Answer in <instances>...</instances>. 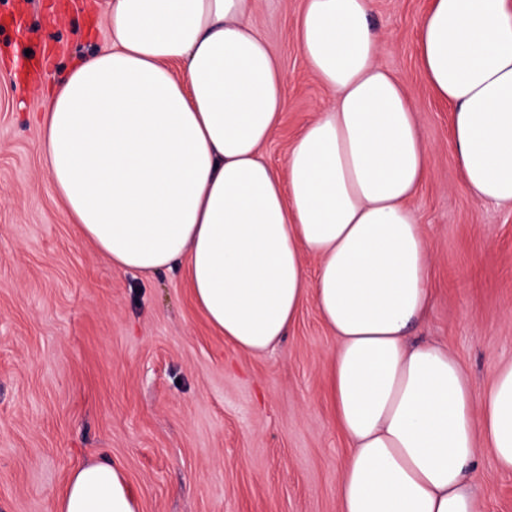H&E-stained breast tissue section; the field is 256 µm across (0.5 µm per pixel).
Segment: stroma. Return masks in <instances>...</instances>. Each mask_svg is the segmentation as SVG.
<instances>
[{"instance_id": "stroma-1", "label": "stroma", "mask_w": 512, "mask_h": 512, "mask_svg": "<svg viewBox=\"0 0 512 512\" xmlns=\"http://www.w3.org/2000/svg\"><path fill=\"white\" fill-rule=\"evenodd\" d=\"M90 0H0V512H52L75 468L126 473L142 512H339L350 445L326 372L336 338L314 301L273 352L249 356L194 305L185 271L113 268L56 207L37 145L41 88L103 46ZM430 0H371L377 61L415 107L430 177L410 205L428 239L432 305L415 333L446 345L482 395L512 361V209L474 198L451 144L452 108L426 85L418 23ZM305 0H253L288 109L265 148L284 167L332 98L296 39ZM481 512H512V473L479 449Z\"/></svg>"}]
</instances>
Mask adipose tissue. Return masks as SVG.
<instances>
[{"label":"adipose tissue","instance_id":"ef3b65f1","mask_svg":"<svg viewBox=\"0 0 512 512\" xmlns=\"http://www.w3.org/2000/svg\"><path fill=\"white\" fill-rule=\"evenodd\" d=\"M251 6L104 0L106 43L51 87L37 120L56 203L119 270L186 266L196 306L245 354L277 348L314 299L336 338L328 393L352 448L339 512H479V444L512 472V363L478 397L447 346L410 339L432 300L410 205L430 148L401 81L376 62L370 0H306L298 43L334 98L282 170L264 148L288 98ZM416 47L453 109L468 191L512 206V0H432ZM52 512L141 505L99 460L70 473Z\"/></svg>","mask_w":512,"mask_h":512}]
</instances>
